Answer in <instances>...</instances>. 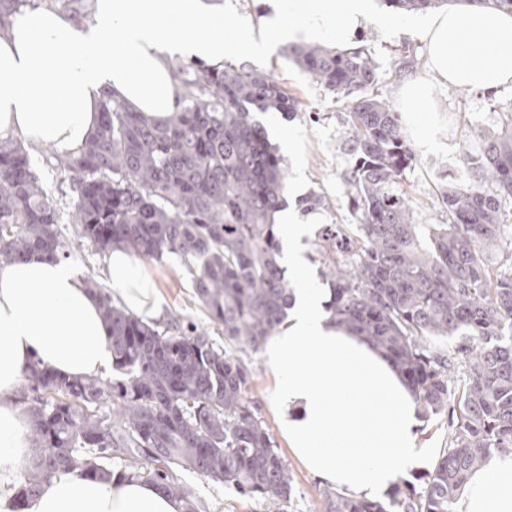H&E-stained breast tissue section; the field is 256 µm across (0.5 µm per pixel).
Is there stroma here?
Masks as SVG:
<instances>
[{
    "instance_id": "obj_1",
    "label": "stroma",
    "mask_w": 512,
    "mask_h": 512,
    "mask_svg": "<svg viewBox=\"0 0 512 512\" xmlns=\"http://www.w3.org/2000/svg\"><path fill=\"white\" fill-rule=\"evenodd\" d=\"M371 14L360 32L369 45L377 63L374 93L382 95L391 108H398L397 90L401 76L396 71L400 62H412L416 71L422 72L427 64V47L418 36L394 26L395 12L371 0ZM270 69L280 84L300 101V111L295 119H284L280 113L260 114L264 125L276 124L290 137L292 144L285 149L288 159V206L300 209L303 198L310 194L321 195L324 206L317 208L318 223L309 225L301 241L303 256L308 265L310 281L321 287L319 270L322 266L321 228L326 224H352L356 217L346 192L342 175L350 157L342 149L345 140L342 99L335 93L313 82L297 66L288 63L280 53H272L261 62ZM431 97L436 105L434 112L425 116L424 133H416L411 113H403L402 123L406 137L416 153L417 161L407 169L397 182L414 209L419 224H439L444 220V209L439 200V188L449 177H460L462 156L468 143L470 129L498 130L512 115V88L494 93L458 91L436 83L431 87ZM32 170L61 215H68L67 208L76 196V184L70 173L59 161L57 152L48 146L26 145ZM65 246L71 261L84 278L106 283V260L91 247L82 245L71 224H63ZM144 272L154 282L159 298L158 320L173 316L181 322H192L210 336L215 344H223L224 333L209 320L200 308L193 293V275L174 255L162 259H146ZM241 358L253 372L248 397L258 407L270 433L276 452L286 461L292 477V493L287 512H329V502L324 495L325 483L311 475L288 450L278 415L273 407V377L260 353L246 349ZM177 478L194 488L197 496L207 503L210 512H265L262 502L237 494L225 487L186 469H176Z\"/></svg>"
}]
</instances>
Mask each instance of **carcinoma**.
Listing matches in <instances>:
<instances>
[{"instance_id": "cac0c4a2", "label": "carcinoma", "mask_w": 512, "mask_h": 512, "mask_svg": "<svg viewBox=\"0 0 512 512\" xmlns=\"http://www.w3.org/2000/svg\"><path fill=\"white\" fill-rule=\"evenodd\" d=\"M454 1L512 11V0H384L395 11ZM28 0H0V34ZM281 55L344 100L343 175L358 223L322 230L320 276L330 320L389 357L426 414L451 413L449 448L424 490L395 487L389 504L325 491L329 512H453L469 475L492 449L512 447V121L474 128L462 157L475 182L440 187L446 222L417 224L395 185L416 162L399 113L370 92L365 46L288 43ZM180 109L158 120L106 99L84 151L61 164L79 193L71 221L101 256L115 247L192 265L195 295L224 342L258 350L287 318L294 289L281 266L288 163L256 113L293 116L298 102L272 74L224 62L182 71ZM61 216L27 153L0 139V264L35 250L67 256ZM112 346L111 379L59 378L30 365L17 394L39 454L16 496L35 495L55 471L162 482L185 512H207L172 467L191 469L267 512H287L288 465L247 397L251 369L179 319L147 323L113 303L94 279Z\"/></svg>"}]
</instances>
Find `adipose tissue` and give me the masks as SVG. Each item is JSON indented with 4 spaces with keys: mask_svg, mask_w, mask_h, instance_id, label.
Masks as SVG:
<instances>
[{
    "mask_svg": "<svg viewBox=\"0 0 512 512\" xmlns=\"http://www.w3.org/2000/svg\"><path fill=\"white\" fill-rule=\"evenodd\" d=\"M370 2L276 0L262 33L225 21L222 0H94L87 21L26 10L0 37V135L79 154L99 125L103 94L167 118L178 108L170 60L220 67L236 51L259 60L285 39L345 49ZM400 25L428 47L426 75L408 76L400 89L405 111H432L433 81L483 92L512 86V11L448 10ZM288 265L300 286L287 322L263 346L288 449L327 484L382 497L435 455L417 444L416 404L391 360L330 322L303 256L289 251ZM107 272L131 312H155L157 290L128 252H111ZM34 362L66 379L96 377L112 364L97 296L71 262L43 252L0 266V512H182L163 485L68 469L18 502L11 486L30 458V423L16 395ZM453 512H512L511 451L490 452Z\"/></svg>",
    "mask_w": 512,
    "mask_h": 512,
    "instance_id": "1",
    "label": "adipose tissue"
}]
</instances>
